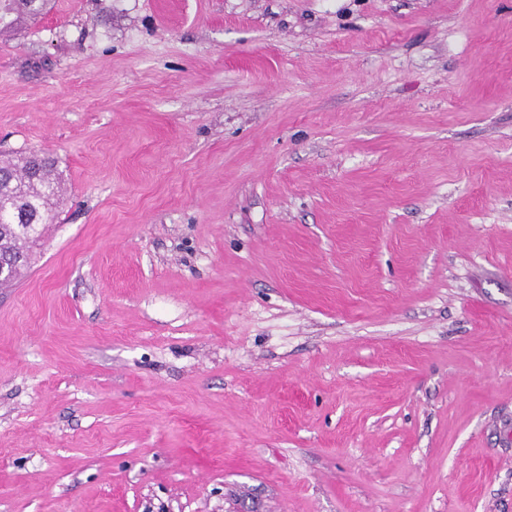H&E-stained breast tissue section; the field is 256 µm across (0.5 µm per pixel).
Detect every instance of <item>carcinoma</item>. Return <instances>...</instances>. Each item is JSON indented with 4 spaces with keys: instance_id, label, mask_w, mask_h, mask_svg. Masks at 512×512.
I'll list each match as a JSON object with an SVG mask.
<instances>
[{
    "instance_id": "1",
    "label": "carcinoma",
    "mask_w": 512,
    "mask_h": 512,
    "mask_svg": "<svg viewBox=\"0 0 512 512\" xmlns=\"http://www.w3.org/2000/svg\"><path fill=\"white\" fill-rule=\"evenodd\" d=\"M47 0H0V27L16 28L37 18ZM57 162L49 156L30 155L20 167L0 165V255L10 268L3 286L10 285L28 267L33 249L43 240L56 213L52 202L63 192Z\"/></svg>"
}]
</instances>
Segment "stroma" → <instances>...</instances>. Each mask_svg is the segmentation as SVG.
I'll return each instance as SVG.
<instances>
[{
	"label": "stroma",
	"instance_id": "stroma-1",
	"mask_svg": "<svg viewBox=\"0 0 512 512\" xmlns=\"http://www.w3.org/2000/svg\"><path fill=\"white\" fill-rule=\"evenodd\" d=\"M33 152L0 512H512V0H50Z\"/></svg>",
	"mask_w": 512,
	"mask_h": 512
}]
</instances>
